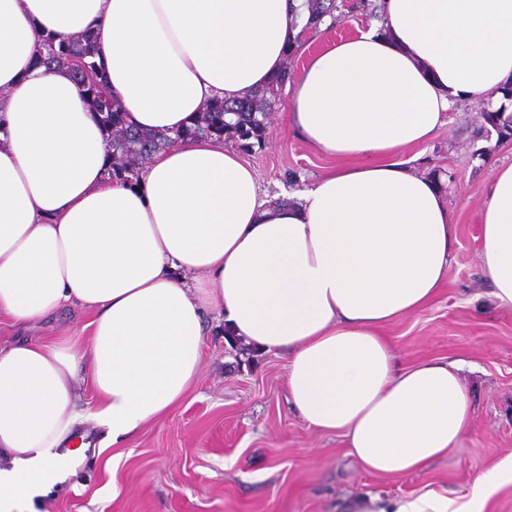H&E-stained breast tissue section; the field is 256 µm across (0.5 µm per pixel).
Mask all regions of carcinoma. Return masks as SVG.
Returning a JSON list of instances; mask_svg holds the SVG:
<instances>
[{"label": "carcinoma", "mask_w": 512, "mask_h": 512, "mask_svg": "<svg viewBox=\"0 0 512 512\" xmlns=\"http://www.w3.org/2000/svg\"><path fill=\"white\" fill-rule=\"evenodd\" d=\"M310 20L306 29L319 30L318 24L325 15L334 16L335 0H306ZM95 37L86 32L79 39L53 35L45 40L36 55L35 66L67 65L81 87L88 107L101 126L112 137L111 177L128 180L139 173V163L165 148L171 137L165 133L138 131L124 122L123 110L106 89V75L95 60ZM292 78L283 69L263 90L231 104L215 101L207 106L196 124L177 133L179 138L217 137L235 141L239 148L250 152L262 145L265 138L266 119L279 102V92ZM482 123L472 131L473 140H487L490 133L500 141L512 139V112L501 106L481 113Z\"/></svg>", "instance_id": "1"}]
</instances>
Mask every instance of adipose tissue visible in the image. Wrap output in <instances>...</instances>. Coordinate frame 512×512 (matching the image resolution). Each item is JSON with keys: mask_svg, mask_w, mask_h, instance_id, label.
Returning <instances> with one entry per match:
<instances>
[{"mask_svg": "<svg viewBox=\"0 0 512 512\" xmlns=\"http://www.w3.org/2000/svg\"><path fill=\"white\" fill-rule=\"evenodd\" d=\"M304 2L0 0V321L90 315L0 346V512L74 476L84 417L117 444L172 411L199 376L209 311L285 354L303 423L341 432L369 473L407 476L468 433L461 363L402 365L383 334L438 295L458 244L434 178L397 157L453 106L512 86V0H382L379 23L311 55L288 122L339 165L289 204L214 137L111 180L112 141L69 68L34 65L46 36L93 31L128 124L171 134L262 90L300 40ZM481 220L483 270L512 306V164L493 168Z\"/></svg>", "mask_w": 512, "mask_h": 512, "instance_id": "ef3b65f1", "label": "adipose tissue"}]
</instances>
